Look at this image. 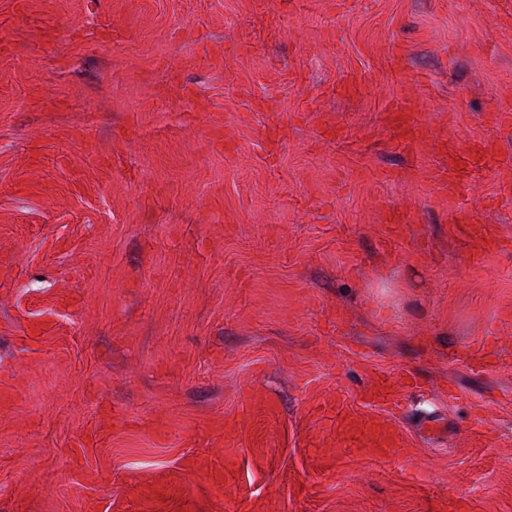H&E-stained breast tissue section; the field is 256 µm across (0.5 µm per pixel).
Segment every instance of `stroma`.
Segmentation results:
<instances>
[{"mask_svg": "<svg viewBox=\"0 0 512 512\" xmlns=\"http://www.w3.org/2000/svg\"><path fill=\"white\" fill-rule=\"evenodd\" d=\"M508 103L501 0H0V512H512ZM419 109L418 100L410 95L396 97L386 108L388 119L401 129L403 146L409 151L417 150L425 135L423 126L412 121V115ZM460 152L466 156L468 162L462 165L458 161V155L448 156V166L442 169L436 186V194L441 198L460 196L476 174L503 167V161L493 143L468 142ZM414 387L412 378L405 371L381 373L374 376L373 385L364 392L366 401L384 410L398 406L400 395ZM342 421L354 428L365 440L364 447L390 453L393 448L404 446L403 430L397 423H383L381 427H376L373 424H360L348 415H344Z\"/></svg>", "mask_w": 512, "mask_h": 512, "instance_id": "stroma-1", "label": "stroma"}]
</instances>
